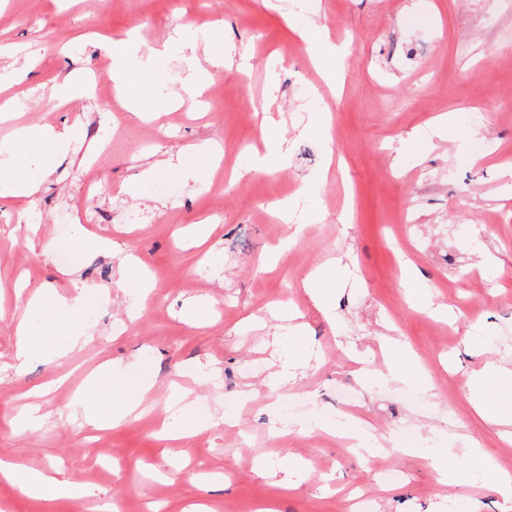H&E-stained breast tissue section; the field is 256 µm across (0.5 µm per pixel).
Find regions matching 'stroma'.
I'll return each instance as SVG.
<instances>
[{
	"instance_id": "obj_1",
	"label": "stroma",
	"mask_w": 512,
	"mask_h": 512,
	"mask_svg": "<svg viewBox=\"0 0 512 512\" xmlns=\"http://www.w3.org/2000/svg\"><path fill=\"white\" fill-rule=\"evenodd\" d=\"M132 30L165 57L107 98L106 47ZM194 30L196 49L172 45ZM323 38L347 45L340 80L311 59ZM82 79L89 96H57ZM143 94L156 106L137 117L127 102ZM6 97L0 158L18 127L73 133L53 173L28 156L31 198L0 193V457L88 494L37 499L0 479V512L105 500L119 512H344L361 488L373 512H512L498 487L512 473V400L480 414L465 385L487 361L512 362V0H0ZM270 135L287 159L254 169ZM189 152L194 175L158 170ZM134 210L149 222L126 223ZM84 211L100 223H81ZM128 253L151 273L150 297L124 283ZM321 267L336 277L309 281ZM37 291L88 299V341H57V356L35 350L16 370L18 324L60 314L29 311ZM323 292L327 310L312 300ZM284 306L299 318L279 319ZM392 339L424 385L384 376ZM288 354L303 365L283 396L267 382ZM106 362L151 386L143 413L107 430L113 460L85 451L73 415ZM43 385L38 421L12 427ZM187 404L201 417L232 409L237 423L158 439ZM301 421L321 427L301 433ZM360 428L395 444L360 455L344 445ZM469 444L489 467L463 459ZM434 459L454 481L437 482Z\"/></svg>"
}]
</instances>
